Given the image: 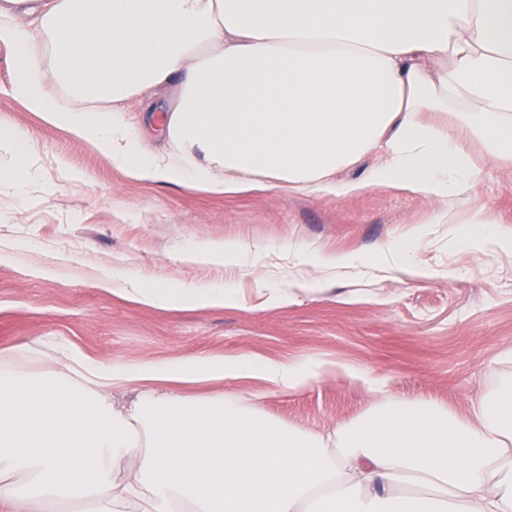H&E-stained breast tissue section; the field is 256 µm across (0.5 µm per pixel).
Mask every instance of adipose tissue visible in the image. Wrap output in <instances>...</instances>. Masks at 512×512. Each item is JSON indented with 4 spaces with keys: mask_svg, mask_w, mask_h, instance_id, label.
Segmentation results:
<instances>
[{
    "mask_svg": "<svg viewBox=\"0 0 512 512\" xmlns=\"http://www.w3.org/2000/svg\"><path fill=\"white\" fill-rule=\"evenodd\" d=\"M0 42L29 110L140 181L448 199L479 174L472 145L512 167V0H0ZM169 88L173 102L147 116L164 143L147 147L121 104ZM2 150L14 162L0 180L23 187V134L0 131ZM374 150L382 161L362 183L336 181ZM264 251L227 241L174 256L226 265ZM129 293L152 306L234 297L157 277ZM65 356L62 374L0 364V512H512V380L464 417L385 398L311 432L180 387L233 374L296 392L324 370L312 359ZM116 388L132 391L118 405Z\"/></svg>",
    "mask_w": 512,
    "mask_h": 512,
    "instance_id": "adipose-tissue-1",
    "label": "adipose tissue"
}]
</instances>
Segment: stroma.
<instances>
[{"label":"stroma","mask_w":512,"mask_h":512,"mask_svg":"<svg viewBox=\"0 0 512 512\" xmlns=\"http://www.w3.org/2000/svg\"><path fill=\"white\" fill-rule=\"evenodd\" d=\"M14 52L0 42V128H20L36 174L23 190L0 183V353L64 341L91 358L129 364L241 356L318 358L332 369L311 388L282 393L229 376L224 394L259 404L269 419L322 431L360 416L374 394L434 399L465 414L471 399L512 373V249L459 245L435 218L482 211L512 232V169L480 162L460 200L436 201L394 186L339 197L254 189L213 196L135 180L92 143L53 127L11 93ZM423 236L411 266L377 259L332 274L291 268L278 245L376 256L388 242ZM242 240L272 245L238 270L186 264L182 244ZM120 267L174 285L226 282L221 307H155L101 288Z\"/></svg>","instance_id":"35a3bbf8"}]
</instances>
